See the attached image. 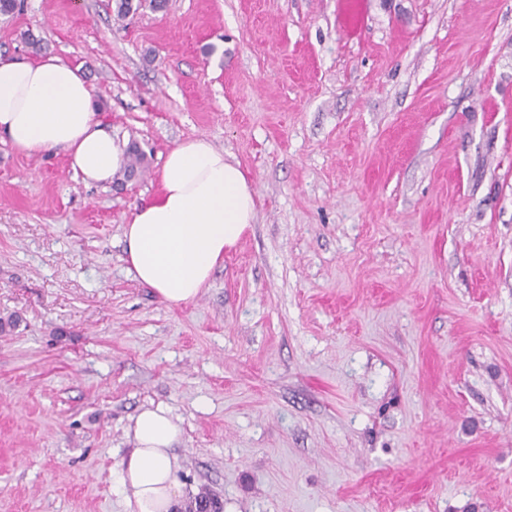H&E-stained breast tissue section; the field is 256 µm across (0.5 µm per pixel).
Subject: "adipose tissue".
Instances as JSON below:
<instances>
[{
    "label": "adipose tissue",
    "instance_id": "1",
    "mask_svg": "<svg viewBox=\"0 0 512 512\" xmlns=\"http://www.w3.org/2000/svg\"><path fill=\"white\" fill-rule=\"evenodd\" d=\"M1 137L28 156L63 151L88 185L111 182L126 163L125 145L98 119L81 69L50 54L0 57ZM160 182L157 197L135 207L124 226L125 261L162 301L186 303L253 223L256 194L239 162L203 137L167 153ZM132 432L116 492L127 512H170L182 493L173 454L181 428L158 406L140 411Z\"/></svg>",
    "mask_w": 512,
    "mask_h": 512
}]
</instances>
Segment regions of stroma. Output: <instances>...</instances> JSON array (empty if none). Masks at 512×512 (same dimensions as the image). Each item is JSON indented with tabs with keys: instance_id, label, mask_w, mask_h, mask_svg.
<instances>
[{
	"instance_id": "35a3bbf8",
	"label": "stroma",
	"mask_w": 512,
	"mask_h": 512,
	"mask_svg": "<svg viewBox=\"0 0 512 512\" xmlns=\"http://www.w3.org/2000/svg\"><path fill=\"white\" fill-rule=\"evenodd\" d=\"M26 0L0 54L81 67L136 180L0 140V512H125L166 406L193 512H512V0ZM38 40L31 49L28 39ZM256 217L193 301L123 259L168 151Z\"/></svg>"
}]
</instances>
